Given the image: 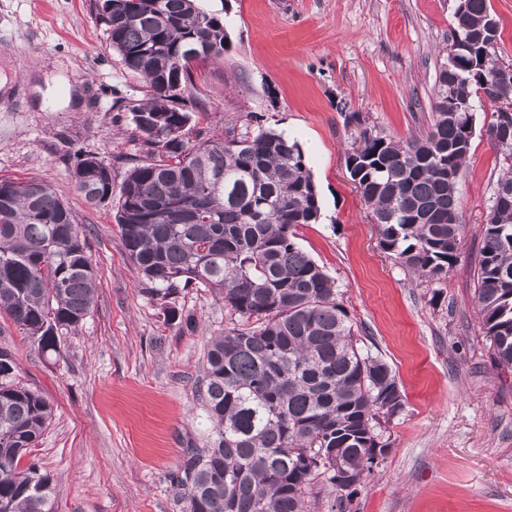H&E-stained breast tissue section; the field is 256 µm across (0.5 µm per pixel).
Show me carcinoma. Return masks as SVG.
Segmentation results:
<instances>
[{"instance_id":"obj_1","label":"carcinoma","mask_w":512,"mask_h":512,"mask_svg":"<svg viewBox=\"0 0 512 512\" xmlns=\"http://www.w3.org/2000/svg\"><path fill=\"white\" fill-rule=\"evenodd\" d=\"M437 73L432 121L400 142L363 128L350 173L379 244L408 270L439 280L458 258V183L470 154L476 102L493 107L488 132L502 158L477 267L484 335L512 367V116L495 81L499 24L490 0H465ZM109 47L140 77L124 105L143 158L115 186L112 166L79 155L73 179L94 205L117 201L125 249L157 292L199 284L224 297L233 327L209 341L201 399L213 423L206 448L184 450L177 479L186 512H304L318 477L346 510L357 490L336 472L366 476L381 419L402 408L396 374L361 345L335 281L295 242L321 199L298 144L258 125L202 138L193 113L173 106L194 71L224 59V22L198 0H102ZM460 64L448 69V59ZM82 224L43 181L0 179V312L60 355V336L95 301ZM0 349V512H52V482L19 463L52 418L16 382Z\"/></svg>"}]
</instances>
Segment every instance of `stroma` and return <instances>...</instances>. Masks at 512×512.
I'll return each instance as SVG.
<instances>
[{"instance_id":"obj_1","label":"stroma","mask_w":512,"mask_h":512,"mask_svg":"<svg viewBox=\"0 0 512 512\" xmlns=\"http://www.w3.org/2000/svg\"><path fill=\"white\" fill-rule=\"evenodd\" d=\"M96 0H0V178L50 184L84 226L95 302L43 355L0 314L17 379L50 403L28 452L53 484L54 512H184L173 481L212 424L198 400L210 337L230 325L201 285L171 296L146 285L112 204L92 205L73 154L139 159L122 106L142 79L109 48ZM223 19L224 59L201 65L179 102L222 134L258 115L296 141L321 199L296 242L336 282L366 347L396 373L403 407L379 433L389 450L349 512H512V369L498 367L472 301L475 261L502 163L477 111L459 181L464 231L445 278L409 272L379 245L345 159L361 128L406 141L427 130L457 0H200ZM358 121H351V114Z\"/></svg>"}]
</instances>
